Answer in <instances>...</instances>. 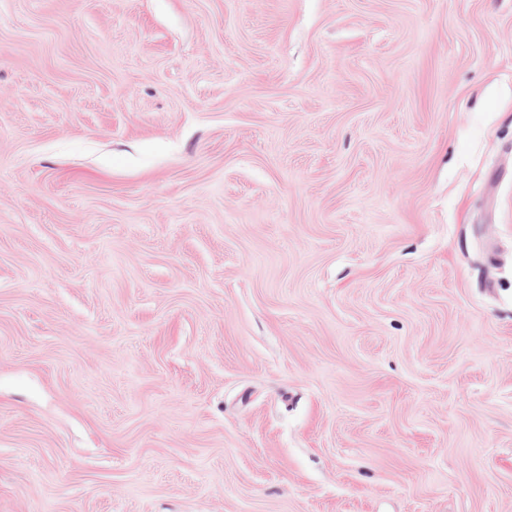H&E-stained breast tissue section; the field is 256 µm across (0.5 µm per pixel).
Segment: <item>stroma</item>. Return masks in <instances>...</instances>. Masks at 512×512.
I'll use <instances>...</instances> for the list:
<instances>
[{
	"mask_svg": "<svg viewBox=\"0 0 512 512\" xmlns=\"http://www.w3.org/2000/svg\"><path fill=\"white\" fill-rule=\"evenodd\" d=\"M0 512H512V0H0Z\"/></svg>",
	"mask_w": 512,
	"mask_h": 512,
	"instance_id": "stroma-1",
	"label": "stroma"
}]
</instances>
